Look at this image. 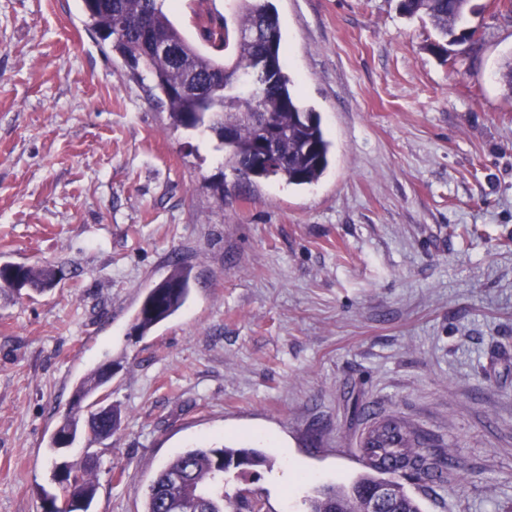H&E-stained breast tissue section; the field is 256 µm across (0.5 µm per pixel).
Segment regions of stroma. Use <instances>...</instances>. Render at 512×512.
Segmentation results:
<instances>
[{
	"label": "stroma",
	"mask_w": 512,
	"mask_h": 512,
	"mask_svg": "<svg viewBox=\"0 0 512 512\" xmlns=\"http://www.w3.org/2000/svg\"><path fill=\"white\" fill-rule=\"evenodd\" d=\"M283 65L321 116L313 185L237 190L213 134L175 129L85 27L81 0H0V512L58 493L48 446L79 381L109 364L112 437L79 433L90 512H142L200 446L265 455L271 512H306L365 471L359 437L397 416L450 454L405 481L422 512H512V15L471 0L478 42L434 51L398 0H272ZM196 46L233 0H166ZM192 266L186 305L133 332L147 289ZM0 269L3 280L18 281L35 292H42L54 284L56 270L48 264L9 265Z\"/></svg>",
	"instance_id": "1"
}]
</instances>
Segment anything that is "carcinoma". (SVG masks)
Returning a JSON list of instances; mask_svg holds the SVG:
<instances>
[{
	"mask_svg": "<svg viewBox=\"0 0 512 512\" xmlns=\"http://www.w3.org/2000/svg\"><path fill=\"white\" fill-rule=\"evenodd\" d=\"M85 26L99 35L112 30L119 20L126 22L125 32L115 39L103 40V47L120 58L133 78L146 72L152 80L151 90L157 103L168 113L171 124L185 129L205 126L224 148L225 164L237 176V186L247 187L258 179L276 178L290 185L318 182L330 164L331 142L322 127L319 113L300 105L299 95L284 69L274 74L262 70L266 54H280L278 12L271 0H236L235 13L204 29L209 50L190 43L163 9L162 0H83ZM399 10L408 18L425 17L443 40L451 43L468 39L458 28L470 10V0H400ZM149 19L148 36L138 32L137 21ZM153 41L175 45L176 59L153 52ZM223 70L229 74L251 72L260 84L261 116L280 133L277 156L261 169L254 168L262 134L252 116L253 103L224 96V111L204 112L193 93L176 88L199 81ZM233 131L226 140L225 131ZM3 280L18 281L35 292H42L56 280V270L48 264L12 265L0 269ZM192 269L175 262L166 277L149 289L135 318L133 329L139 336L150 334L161 322L176 314L186 303L191 288ZM107 383L104 371L96 369L77 385L74 399L95 398L93 405H107V435L120 423L118 414L105 398L96 393ZM360 449L367 468L380 477L365 476L350 490L324 487L309 500V512H361L362 497L383 482L381 476L407 472L425 482H441L455 468L451 457L424 454L429 439L395 416L369 425L361 434ZM268 465L265 456L253 448L199 447L179 454L156 474L146 494L144 512H175L180 499L189 491L201 493L195 512H269L257 489L251 497L226 490L227 476L244 475L256 467ZM94 467L63 464L55 472L62 485L61 496L46 498L44 512H89L97 484ZM184 477V485L172 482V476ZM397 499L395 512H422L416 500L400 483L391 481Z\"/></svg>",
	"mask_w": 512,
	"mask_h": 512,
	"instance_id": "1",
	"label": "carcinoma"
}]
</instances>
